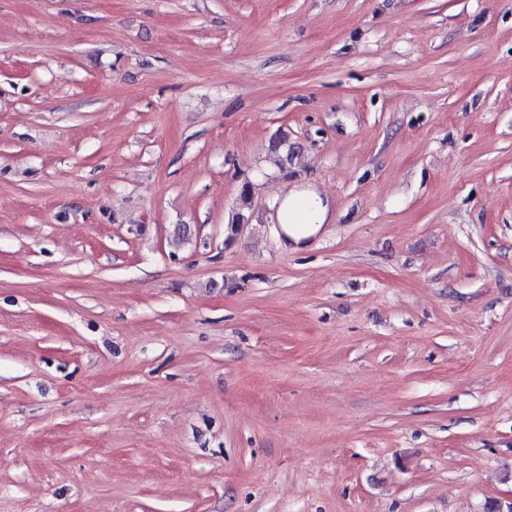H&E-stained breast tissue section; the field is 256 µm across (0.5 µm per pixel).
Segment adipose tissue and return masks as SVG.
Masks as SVG:
<instances>
[{"label": "adipose tissue", "mask_w": 512, "mask_h": 512, "mask_svg": "<svg viewBox=\"0 0 512 512\" xmlns=\"http://www.w3.org/2000/svg\"><path fill=\"white\" fill-rule=\"evenodd\" d=\"M329 214L328 198L316 188L302 186L290 190L279 200L275 220L281 224L287 243L296 251L320 231Z\"/></svg>", "instance_id": "obj_1"}]
</instances>
